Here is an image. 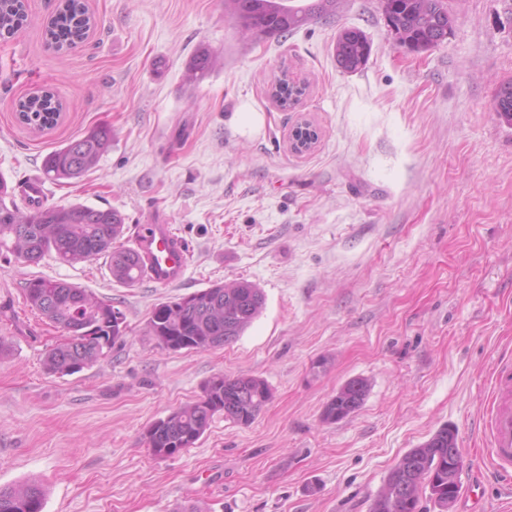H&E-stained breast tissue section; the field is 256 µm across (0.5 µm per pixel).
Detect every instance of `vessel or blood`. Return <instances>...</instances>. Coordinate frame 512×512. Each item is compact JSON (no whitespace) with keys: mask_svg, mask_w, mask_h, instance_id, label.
Segmentation results:
<instances>
[{"mask_svg":"<svg viewBox=\"0 0 512 512\" xmlns=\"http://www.w3.org/2000/svg\"><path fill=\"white\" fill-rule=\"evenodd\" d=\"M135 250L142 257L146 279L157 286L179 283L188 267V250L169 224L139 225ZM494 399L485 422L488 460L496 474L512 479V360L501 359L492 373Z\"/></svg>","mask_w":512,"mask_h":512,"instance_id":"b4317fda","label":"vessel or blood"}]
</instances>
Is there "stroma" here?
<instances>
[{"label": "stroma", "mask_w": 512, "mask_h": 512, "mask_svg": "<svg viewBox=\"0 0 512 512\" xmlns=\"http://www.w3.org/2000/svg\"><path fill=\"white\" fill-rule=\"evenodd\" d=\"M86 4L96 25L68 52L43 34L58 0H27L31 24L0 39V178L27 208L22 185L44 156L109 124L95 169L45 179L47 205L117 209L127 246L162 217L190 262L179 284L128 288L103 256H0V485L38 482L43 512H369L389 470L447 425L462 491L481 489L449 512H503L478 423L493 366L512 354V122L493 110L512 81V0H447L453 28L421 53L397 44L380 0H342L335 16L261 42L224 0ZM344 28L371 42L354 72L334 55ZM202 47L215 65L194 81L186 63ZM284 74L308 86L288 110L270 96ZM42 89L64 110L37 130L16 103ZM303 118L318 141L295 153L288 132ZM35 277L111 302L124 336L81 372L48 374L66 334L27 305ZM236 281L265 305L233 343L174 352L148 335L157 304ZM219 373L264 378L272 401L251 424L218 414L195 445L155 456L146 429ZM358 377L362 406L323 423Z\"/></svg>", "instance_id": "35a3bbf8"}]
</instances>
